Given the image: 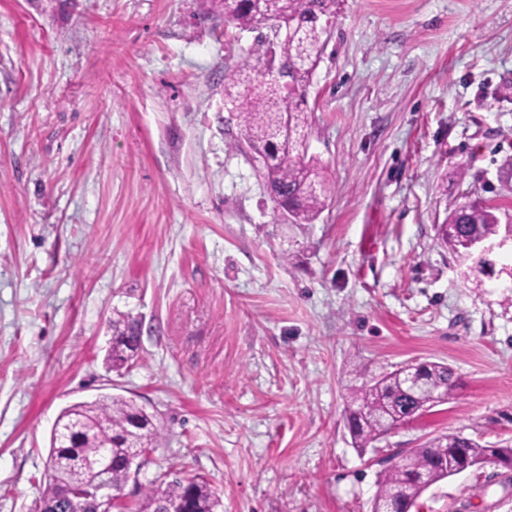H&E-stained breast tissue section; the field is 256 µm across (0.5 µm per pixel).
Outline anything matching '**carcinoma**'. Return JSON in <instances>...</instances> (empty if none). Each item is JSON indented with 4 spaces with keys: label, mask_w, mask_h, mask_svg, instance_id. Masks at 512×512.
<instances>
[{
    "label": "carcinoma",
    "mask_w": 512,
    "mask_h": 512,
    "mask_svg": "<svg viewBox=\"0 0 512 512\" xmlns=\"http://www.w3.org/2000/svg\"><path fill=\"white\" fill-rule=\"evenodd\" d=\"M224 16V24L241 30L259 27L261 15L254 0H212ZM267 10L283 27L298 30L297 38L273 46L278 62L297 56L303 62L276 75L268 62L259 68L246 64L224 74V102L232 106L243 123L245 141L261 159L267 190L274 192L275 207L288 210L297 224H311L321 214L332 190L325 168L308 158L311 116L306 108L310 78L327 47L331 18L339 0H266ZM499 207L467 202L437 225L440 243L452 254L467 259L473 252L468 240L488 241L502 232ZM512 263L496 267L479 258L474 266L490 279L503 276ZM139 323L128 313L112 318V366L128 363L139 348ZM422 386L411 390L401 370L349 389L347 426L355 447L365 450L397 425L429 411L436 397L446 400L456 386L455 372L448 365L421 364ZM57 436L51 437L47 462L48 481L42 500L55 503L58 512H90L83 501L64 496L65 484L76 480L77 465L108 452L112 455V483L126 480V458L134 440L129 432L138 427L147 447L160 437L154 417L131 399L105 395L92 402H79L65 409ZM512 466L511 446H483L458 433L438 435L386 468L380 478L371 512H385L391 505L414 503L424 490L460 472H466L488 457ZM166 503L188 512H215L219 500L198 477L167 482L157 478L144 487L137 512H162Z\"/></svg>",
    "instance_id": "cac0c4a2"
}]
</instances>
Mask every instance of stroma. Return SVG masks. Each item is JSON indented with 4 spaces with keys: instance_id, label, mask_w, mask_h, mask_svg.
I'll use <instances>...</instances> for the list:
<instances>
[{
    "instance_id": "1",
    "label": "stroma",
    "mask_w": 512,
    "mask_h": 512,
    "mask_svg": "<svg viewBox=\"0 0 512 512\" xmlns=\"http://www.w3.org/2000/svg\"><path fill=\"white\" fill-rule=\"evenodd\" d=\"M209 7L0 0V512H35L56 418L104 394L161 432L129 500L196 476L217 512H370L435 436L512 444V294L436 236L468 189L512 213V0H343L307 90L334 183L311 224L276 211L224 106L259 34ZM117 311L141 323L119 369ZM356 360L457 384L362 453ZM412 512H512V470Z\"/></svg>"
}]
</instances>
